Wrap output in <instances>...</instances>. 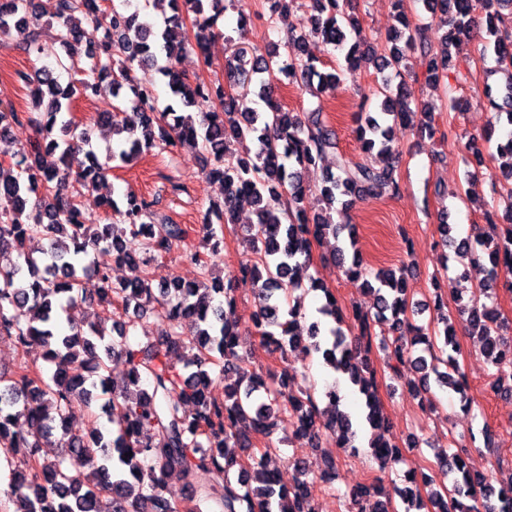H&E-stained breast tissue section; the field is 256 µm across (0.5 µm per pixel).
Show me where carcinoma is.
<instances>
[{
    "instance_id": "cac0c4a2",
    "label": "carcinoma",
    "mask_w": 512,
    "mask_h": 512,
    "mask_svg": "<svg viewBox=\"0 0 512 512\" xmlns=\"http://www.w3.org/2000/svg\"><path fill=\"white\" fill-rule=\"evenodd\" d=\"M172 13L157 21L127 11L118 0L108 12L101 0H0V48L8 47L12 29L33 28L28 51L39 50L41 20L55 27L56 40L68 49L51 68L25 76L32 111L0 109V137L15 124L27 122L34 130L29 144L14 155L9 169L0 167V336L15 340L21 349L32 344L45 348L55 370L46 376L21 364L11 373L0 371V450L10 472L6 494L14 512H206L212 502L219 512H316L314 484L336 482V464L325 461L318 475L310 464L289 458L295 480L289 487L262 469V458L279 448V415L294 418V438L318 445L331 437L338 448H351L357 437L351 415L339 409L336 388L324 391L327 406L319 408L314 387L296 383L297 374L283 369L262 375L247 368L239 353L241 333L233 320L235 293L250 285L256 302L254 336L282 355L299 343L322 356L333 371L346 375L365 396L363 418L371 431L369 448L385 467L404 462L403 448L389 438L390 426L376 397L386 378L402 379L421 404L433 408L431 384L450 388L472 410L460 371V352L450 311L440 287H435L433 329L413 323L404 288L405 269H380L370 275L357 254L346 263L349 245L334 249L335 262L361 286L377 292L375 311L352 310L347 336L345 315L328 289L319 313L335 326L309 323L301 305L290 304L289 292L304 283L319 282L309 272L315 242L338 239L345 226L334 221L336 206L352 198L401 195L394 176L400 151L393 145V124L414 125L402 75L409 54L428 45L427 29L411 24L397 0V25L389 35L388 53L378 94L381 110L367 112L356 129L363 153L377 154L381 164L356 161L338 147L336 134L307 112H290L274 99L279 76L311 91L336 84L340 73L324 72L305 52V34H289L283 44L263 53L248 52L227 38L231 52L224 61V82L190 84L176 67L189 50L207 56L220 35L217 21L224 16V0H170ZM310 35L346 50L352 67L364 58L368 45L357 19L339 0H310ZM485 14L484 52L491 53L506 84L498 93H485L496 124L512 127V0H441L435 33L444 45L441 54L425 56L427 78L437 80L448 70L450 47L473 33L472 15ZM84 53L85 77L62 85L59 77L73 69L74 57ZM152 66L167 79L169 97L158 107L154 90L136 77L135 70ZM259 86L266 110H239L236 90ZM75 99L106 100L96 124L112 132L110 160L128 165L155 150L173 153L189 146L200 154L209 177L224 186V202L212 203L202 215L204 242L216 255L224 243V228L236 223L239 208H251L253 257L222 278L200 252L183 247L187 230L166 224L151 203L132 191L121 200L105 198L111 213L105 224L83 220L71 182L90 190L105 178V168L92 150L87 163L71 171L69 157L90 144L88 130H78L66 118ZM470 156L481 162L490 150V137L471 135L465 143ZM336 156V170H327L319 190V208L309 213L308 190L302 172ZM502 159L491 177V190L512 184V132L497 146ZM447 217L438 229L445 247L470 256V263L490 264L486 293L496 288L512 291V223L492 226L496 233L457 241L448 237ZM140 240V250H126V238ZM200 268L191 284L174 276L153 284L112 279V265L149 266L174 250ZM98 280L101 312L94 319L76 321L74 312L85 302L80 283L85 273ZM468 332L478 337L480 353L496 369L491 390L512 395V324L495 310L471 299L453 297ZM130 311L153 314L161 332L143 346L130 339L133 325L118 320ZM390 324L393 336L378 338L375 327ZM386 353V377L374 368L373 350ZM125 360L128 369L119 383L110 363ZM237 374L224 387V398L210 392V366ZM106 398L112 430L90 423L87 433L69 427L75 405L95 397ZM448 471V487H431L424 472L409 469V487L395 493L403 512H512V482L495 486L487 475L473 472L462 445L437 455ZM92 470L87 482L82 468ZM178 474L189 505L170 494L165 477ZM349 512H398L392 497L378 481L347 489Z\"/></svg>"
}]
</instances>
